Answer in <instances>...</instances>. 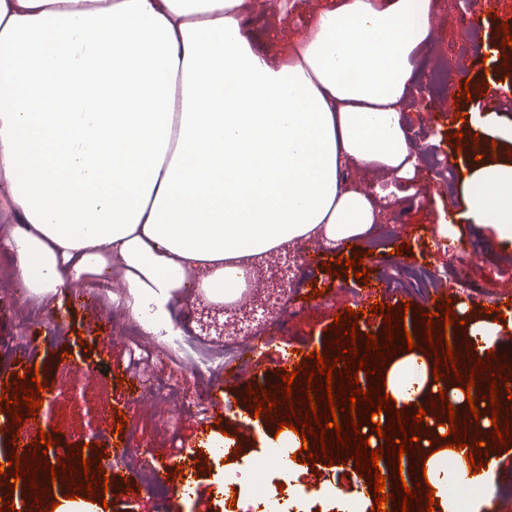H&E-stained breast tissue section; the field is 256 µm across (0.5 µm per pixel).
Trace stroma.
I'll return each instance as SVG.
<instances>
[{
	"mask_svg": "<svg viewBox=\"0 0 512 512\" xmlns=\"http://www.w3.org/2000/svg\"><path fill=\"white\" fill-rule=\"evenodd\" d=\"M435 27L420 55L416 88L429 85L438 71L451 73L459 87L506 86L512 68L492 59L475 60L467 34L456 28L451 14L441 13ZM447 97V88H440L432 99L409 106L402 115L419 159L413 181L357 168L348 171L347 181L357 189L379 185L389 194L380 200L379 220L364 238L323 250L327 259L363 253L371 281L384 287L385 303L409 305L407 321L414 327L420 310L437 311L445 297L479 309L496 305L499 283L512 278V241L500 238L491 225L465 218L464 180L447 185L429 164L436 157L454 162L457 144L451 136L464 128L495 140L498 159H511L512 143L497 134L512 127V108L497 107L474 91L460 105L464 120L450 121L436 110ZM314 288L319 291L315 298L310 295ZM20 293L9 257L0 251V383L15 381L17 364L28 358L48 385L37 417L23 418L18 440L0 433V450L14 444L28 447L43 431L58 432L61 447L84 446L86 458L100 459L109 478L107 512H224L221 483L237 459L210 458L207 470L197 474L193 494L182 496V485L167 462L136 456L113 459L116 413L125 414L126 429L137 443L165 442L180 456L197 455L227 439L263 453L268 424L249 409L247 387L260 390L276 382L283 352L328 343L335 336L337 313L365 307L367 298L361 282L329 274L320 264L308 265L301 255L280 310L257 312L237 335L202 331L198 313L208 304L202 294L177 300L174 311L188 327L183 347L170 350L152 346L135 326L114 322L113 308L126 295L122 280L107 288L89 275L45 298L24 299ZM137 354L168 396L161 411L151 410L152 393L132 373ZM233 372L236 385L225 387L226 376ZM102 406L110 407L111 419H98ZM137 474L148 482L141 497L132 500L124 486ZM297 476L315 490L340 489L348 500L367 493L365 478L351 465L303 461L288 470L275 464L268 470L274 489Z\"/></svg>",
	"mask_w": 512,
	"mask_h": 512,
	"instance_id": "1",
	"label": "stroma"
}]
</instances>
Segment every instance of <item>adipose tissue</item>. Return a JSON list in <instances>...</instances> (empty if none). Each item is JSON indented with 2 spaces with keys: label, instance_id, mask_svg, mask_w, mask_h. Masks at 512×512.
<instances>
[{
  "label": "adipose tissue",
  "instance_id": "adipose-tissue-1",
  "mask_svg": "<svg viewBox=\"0 0 512 512\" xmlns=\"http://www.w3.org/2000/svg\"><path fill=\"white\" fill-rule=\"evenodd\" d=\"M246 0H0V199L17 225L0 236L25 294L123 272L144 334L182 330L187 290L215 304L245 269L300 239L353 240L377 222L373 193L347 187L356 167L412 178L401 124L418 52L441 0H327L296 25L279 57L249 30ZM466 142V216L512 240V165ZM472 357L494 325L457 309ZM382 389L396 409L429 407L433 360L393 354ZM446 427L435 426L433 436ZM433 436L414 481L440 512L448 470Z\"/></svg>",
  "mask_w": 512,
  "mask_h": 512
}]
</instances>
